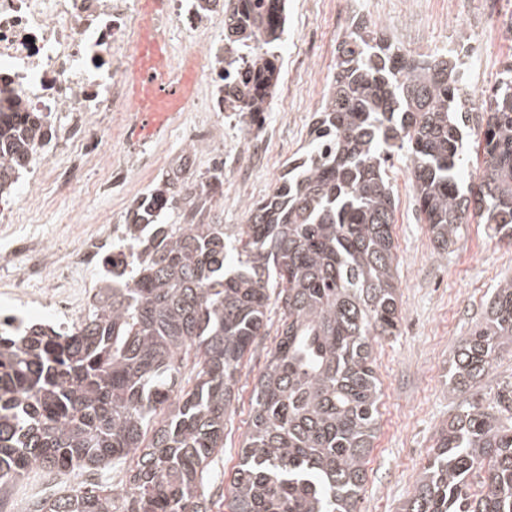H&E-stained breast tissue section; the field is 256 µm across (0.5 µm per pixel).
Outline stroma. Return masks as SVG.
<instances>
[{"label":"stroma","instance_id":"stroma-1","mask_svg":"<svg viewBox=\"0 0 512 512\" xmlns=\"http://www.w3.org/2000/svg\"><path fill=\"white\" fill-rule=\"evenodd\" d=\"M447 9L448 0H286V33L274 48L279 78H292L294 63L303 54L309 58L312 81L330 83L336 41L352 20L359 19L413 55L445 54L463 39L483 43L464 75L468 95L480 96L512 58V38L505 31L512 24V0H480L476 5L460 0V19L445 27L436 25V17ZM314 115L298 91L275 90L265 120L267 130L277 133L278 148L272 160L255 170L247 194L261 199L272 192L289 160L307 146ZM219 122L218 146L194 149L188 157L174 126L144 144V151H159L167 161L147 177L129 173L127 183L136 196L147 194L177 167L182 168L186 181L207 180L222 149H243L245 129L234 114L223 113ZM388 174L397 202L393 235L399 257L402 320L396 335L378 338L374 345L382 388L379 431L367 457L359 512H401L412 495L433 454L439 429L463 400L449 385L450 360L458 341L483 322L498 281L512 273V245L493 238L484 224H467L459 250L438 253L408 180L405 153H395ZM238 182L236 170L225 167L223 194L214 203L216 213L234 231L247 221L246 195L238 193ZM121 212L120 203L105 192L92 196L84 208L57 201L46 213H24L16 223H0V309L9 307V291L22 273L21 261L10 250L15 236L25 237L44 253L52 274L93 231L97 217L108 215L118 224ZM273 346V336L258 338L242 370L239 399L225 419L224 451L211 464L206 483L210 512H229L227 488L238 463L240 443L250 428L252 389ZM84 480V475L74 472L37 468L20 478L17 486L41 498L78 487Z\"/></svg>","mask_w":512,"mask_h":512}]
</instances>
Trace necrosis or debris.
<instances>
[{"label": "necrosis or debris", "instance_id": "necrosis-or-debris-1", "mask_svg": "<svg viewBox=\"0 0 512 512\" xmlns=\"http://www.w3.org/2000/svg\"><path fill=\"white\" fill-rule=\"evenodd\" d=\"M223 16L217 0L204 6L166 0L158 15V34L180 35L184 54L196 60L204 97L191 99L188 109H224V47L210 36ZM140 30L133 0H0V112L71 115L61 134L34 144L15 208L41 209L47 199L71 198L86 184L107 189L122 181L96 117L117 112L131 121L126 61ZM55 151L70 163L50 167Z\"/></svg>", "mask_w": 512, "mask_h": 512}]
</instances>
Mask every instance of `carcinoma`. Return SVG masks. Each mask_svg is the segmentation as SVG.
Here are the masks:
<instances>
[{"label": "carcinoma", "mask_w": 512, "mask_h": 512, "mask_svg": "<svg viewBox=\"0 0 512 512\" xmlns=\"http://www.w3.org/2000/svg\"><path fill=\"white\" fill-rule=\"evenodd\" d=\"M223 2L224 108L251 124L278 81L271 44L285 0ZM462 82L459 56L417 58L355 22L337 42L308 150L246 206L242 231L213 213L219 174L196 188L173 175L134 200L131 251L103 255L112 277L84 319L0 333V493L33 468L124 464L122 512H209L205 475L224 448L244 357L276 308L230 512H357L378 432L372 342L402 319L391 157L408 155L437 250L455 251L473 219L512 243V64L478 99ZM49 129L43 112H0V198ZM472 138L483 162L462 187ZM178 202L190 219L161 223ZM506 349L511 275L457 347L452 391L472 389ZM116 498L88 484L30 512H117ZM402 512H512V383L465 401L442 427Z\"/></svg>", "instance_id": "1"}]
</instances>
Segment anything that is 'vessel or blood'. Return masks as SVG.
Wrapping results in <instances>:
<instances>
[{
    "label": "vessel or blood",
    "mask_w": 512,
    "mask_h": 512,
    "mask_svg": "<svg viewBox=\"0 0 512 512\" xmlns=\"http://www.w3.org/2000/svg\"><path fill=\"white\" fill-rule=\"evenodd\" d=\"M164 3L165 0H140L141 37L128 61L129 95L137 112L129 137L135 142L146 143L158 137L194 92L193 62L185 61L179 72H172L169 45L153 29V19L163 10Z\"/></svg>",
    "instance_id": "b4317fda"
}]
</instances>
